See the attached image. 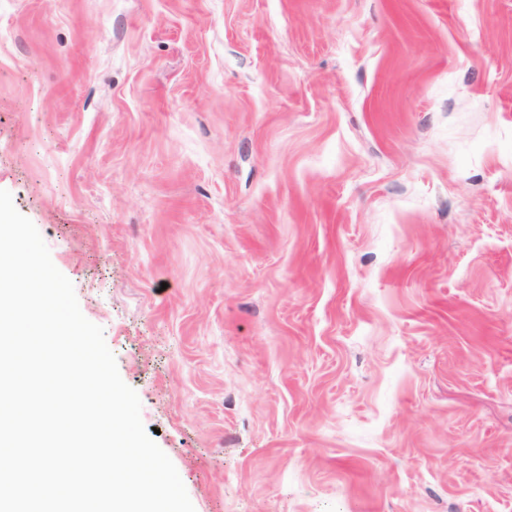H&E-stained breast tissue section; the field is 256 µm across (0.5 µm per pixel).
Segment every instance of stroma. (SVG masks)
Segmentation results:
<instances>
[{"label":"stroma","mask_w":512,"mask_h":512,"mask_svg":"<svg viewBox=\"0 0 512 512\" xmlns=\"http://www.w3.org/2000/svg\"><path fill=\"white\" fill-rule=\"evenodd\" d=\"M0 189L195 512H512V0H0Z\"/></svg>","instance_id":"35a3bbf8"}]
</instances>
